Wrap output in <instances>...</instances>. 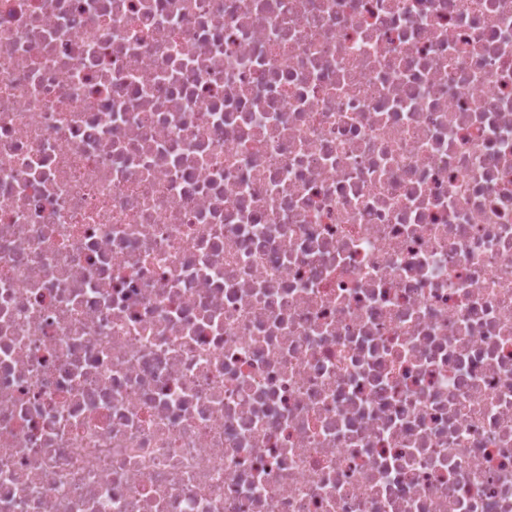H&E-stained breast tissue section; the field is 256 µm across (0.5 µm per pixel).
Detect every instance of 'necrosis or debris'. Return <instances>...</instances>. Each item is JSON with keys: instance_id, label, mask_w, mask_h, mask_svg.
<instances>
[{"instance_id": "1", "label": "necrosis or debris", "mask_w": 512, "mask_h": 512, "mask_svg": "<svg viewBox=\"0 0 512 512\" xmlns=\"http://www.w3.org/2000/svg\"><path fill=\"white\" fill-rule=\"evenodd\" d=\"M0 512H512V0H0Z\"/></svg>"}]
</instances>
